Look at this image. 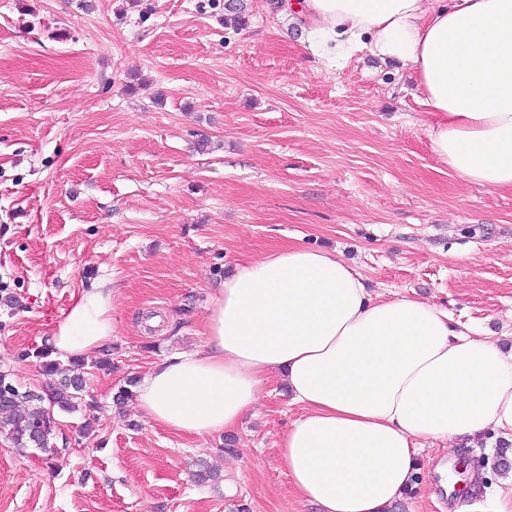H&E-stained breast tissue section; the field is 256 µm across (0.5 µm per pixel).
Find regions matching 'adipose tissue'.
Returning a JSON list of instances; mask_svg holds the SVG:
<instances>
[{
	"label": "adipose tissue",
	"instance_id": "ef3b65f1",
	"mask_svg": "<svg viewBox=\"0 0 512 512\" xmlns=\"http://www.w3.org/2000/svg\"><path fill=\"white\" fill-rule=\"evenodd\" d=\"M323 68L357 51L409 71L435 160L464 182L512 191V0H302ZM113 279L70 306L49 342L80 355L111 342ZM203 350L144 378L137 405L187 434L233 431L279 376L301 409L279 453L318 512H388L412 485L417 439L512 437V350L446 310L374 295L336 254L288 245L235 265L208 299Z\"/></svg>",
	"mask_w": 512,
	"mask_h": 512
}]
</instances>
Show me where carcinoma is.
Here are the masks:
<instances>
[{
	"label": "carcinoma",
	"instance_id": "1",
	"mask_svg": "<svg viewBox=\"0 0 512 512\" xmlns=\"http://www.w3.org/2000/svg\"><path fill=\"white\" fill-rule=\"evenodd\" d=\"M52 354L53 348L48 344L33 351L41 360L43 372L53 378L46 396L31 390L22 391L0 374V428L6 430L19 447L47 448L56 427L53 408L70 411L81 399L83 365L74 359L66 367L52 358Z\"/></svg>",
	"mask_w": 512,
	"mask_h": 512
}]
</instances>
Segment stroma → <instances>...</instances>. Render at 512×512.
I'll return each instance as SVG.
<instances>
[{"instance_id": "35a3bbf8", "label": "stroma", "mask_w": 512, "mask_h": 512, "mask_svg": "<svg viewBox=\"0 0 512 512\" xmlns=\"http://www.w3.org/2000/svg\"><path fill=\"white\" fill-rule=\"evenodd\" d=\"M305 39L269 0H247L242 25L224 0H0V373L45 390L29 350L101 278L120 290L118 332L84 355L49 450L0 431V512H316L279 457L299 414L279 379L226 436L113 401L204 347L209 293L276 247L339 254L374 292L512 348V192L437 163L408 72L365 51L324 70ZM419 445L390 512H489L512 477L495 431ZM203 463L218 480L196 482Z\"/></svg>"}]
</instances>
